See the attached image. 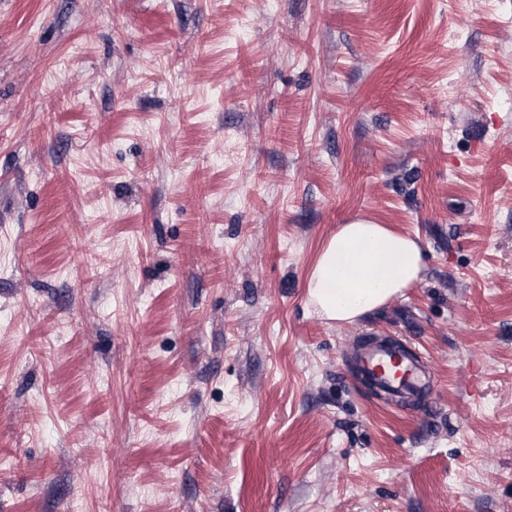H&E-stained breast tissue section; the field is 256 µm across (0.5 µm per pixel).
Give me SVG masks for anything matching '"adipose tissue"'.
I'll return each instance as SVG.
<instances>
[{
    "label": "adipose tissue",
    "instance_id": "obj_1",
    "mask_svg": "<svg viewBox=\"0 0 512 512\" xmlns=\"http://www.w3.org/2000/svg\"><path fill=\"white\" fill-rule=\"evenodd\" d=\"M422 247L388 225H339L323 245L306 282L308 304L324 319L353 324L420 280Z\"/></svg>",
    "mask_w": 512,
    "mask_h": 512
}]
</instances>
